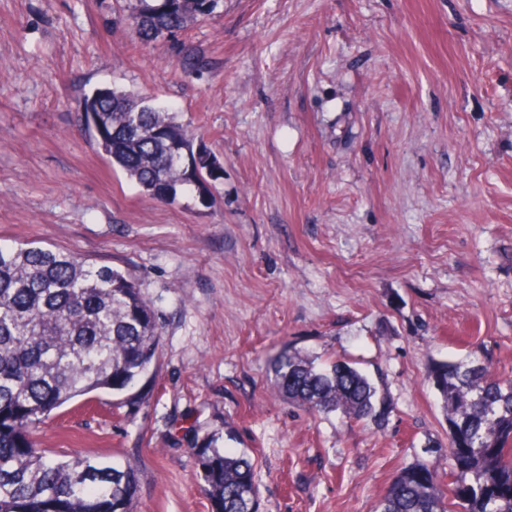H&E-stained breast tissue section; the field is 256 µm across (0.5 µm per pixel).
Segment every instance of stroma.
Returning <instances> with one entry per match:
<instances>
[{"mask_svg":"<svg viewBox=\"0 0 512 512\" xmlns=\"http://www.w3.org/2000/svg\"><path fill=\"white\" fill-rule=\"evenodd\" d=\"M122 7L0 0V244L126 270L158 316L140 407L67 404L40 447L133 468L134 512H211L190 450L214 432L261 512H376L400 468L446 475L430 361L512 378V0H222L144 46ZM115 83L201 127L207 199L143 196L97 153L78 96ZM285 344L355 363L383 424L274 397ZM210 61L195 48L184 47L178 59V66L186 71L204 72L210 68Z\"/></svg>","mask_w":512,"mask_h":512,"instance_id":"obj_1","label":"stroma"}]
</instances>
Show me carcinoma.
<instances>
[{"mask_svg": "<svg viewBox=\"0 0 512 512\" xmlns=\"http://www.w3.org/2000/svg\"><path fill=\"white\" fill-rule=\"evenodd\" d=\"M122 20L148 44L176 38L212 14L219 0H123ZM178 66L210 61L185 47ZM79 120L97 152L142 194L204 198L224 172L196 128L154 98L114 86L83 94ZM160 356L157 317L133 276L59 249L0 246V512H133L139 478L99 457L58 458L33 433L66 403L110 391L134 409ZM274 391L315 414L355 422L382 419L374 383L348 362L318 367L286 345L271 360ZM428 378L448 422V489L424 464L399 469L376 512H512V379L485 367L434 361ZM207 435L191 448L211 512H260L256 464Z\"/></svg>", "mask_w": 512, "mask_h": 512, "instance_id": "1", "label": "carcinoma"}]
</instances>
